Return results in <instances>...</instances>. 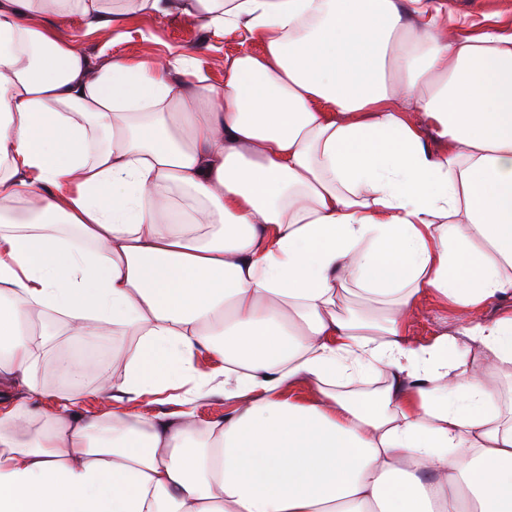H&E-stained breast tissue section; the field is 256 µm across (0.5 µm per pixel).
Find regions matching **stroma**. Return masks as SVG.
<instances>
[{
	"label": "stroma",
	"instance_id": "35a3bbf8",
	"mask_svg": "<svg viewBox=\"0 0 512 512\" xmlns=\"http://www.w3.org/2000/svg\"><path fill=\"white\" fill-rule=\"evenodd\" d=\"M45 23L60 37L75 40L96 64L115 58L137 60L180 53L191 55L199 77L218 88L224 85L225 56L255 47L254 42L245 41L238 33L213 38L201 25L177 13L128 14L118 26L91 33L86 32L76 17L50 15Z\"/></svg>",
	"mask_w": 512,
	"mask_h": 512
}]
</instances>
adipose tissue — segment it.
I'll return each mask as SVG.
<instances>
[{
  "mask_svg": "<svg viewBox=\"0 0 512 512\" xmlns=\"http://www.w3.org/2000/svg\"><path fill=\"white\" fill-rule=\"evenodd\" d=\"M49 10L260 49L220 88L183 54L96 66ZM509 295L511 27L446 0H0V512H512V309L473 316ZM427 302L464 316L424 345ZM50 313L134 337L123 377L60 361L43 407ZM167 392L164 417L80 409Z\"/></svg>",
  "mask_w": 512,
  "mask_h": 512,
  "instance_id": "obj_1",
  "label": "adipose tissue"
}]
</instances>
